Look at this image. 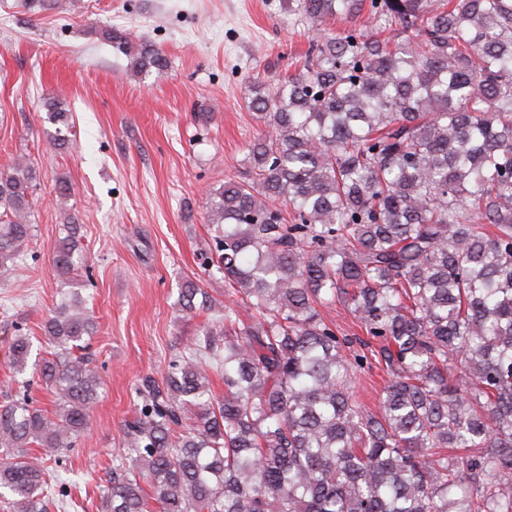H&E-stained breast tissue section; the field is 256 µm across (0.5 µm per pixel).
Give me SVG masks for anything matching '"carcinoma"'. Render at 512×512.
<instances>
[{"instance_id":"carcinoma-1","label":"carcinoma","mask_w":512,"mask_h":512,"mask_svg":"<svg viewBox=\"0 0 512 512\" xmlns=\"http://www.w3.org/2000/svg\"><path fill=\"white\" fill-rule=\"evenodd\" d=\"M311 34L288 77L256 76L249 107L269 133L246 172L207 193L206 264L236 305L193 280L183 316L209 311L144 380L102 512H512V0H288ZM364 17L341 32L330 23ZM136 72L164 53L118 30ZM53 145L71 113L47 103ZM39 171L0 169V274L33 236ZM53 192L67 207L71 185ZM68 218L57 275L83 263ZM341 301L365 333L343 339L319 307ZM35 364L53 412L0 396V502L73 503L59 465L86 429L100 377L83 351L96 323L75 292L43 325ZM32 350L17 334L10 369ZM381 363L378 408L355 374ZM219 369L224 395L203 364Z\"/></svg>"}]
</instances>
